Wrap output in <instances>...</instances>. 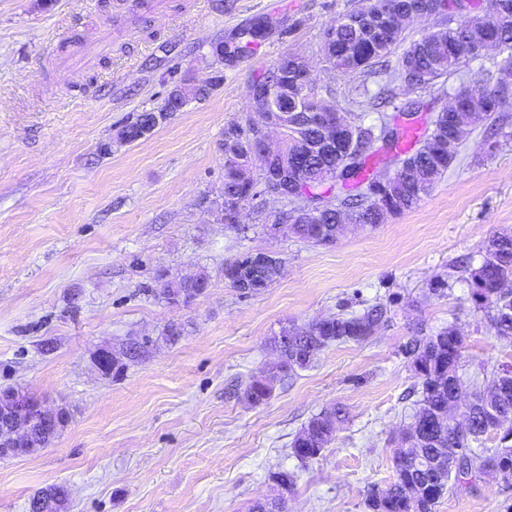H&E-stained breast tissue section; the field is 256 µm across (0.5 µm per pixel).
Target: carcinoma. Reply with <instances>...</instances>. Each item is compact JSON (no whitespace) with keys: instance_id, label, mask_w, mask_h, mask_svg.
<instances>
[{"instance_id":"carcinoma-1","label":"carcinoma","mask_w":512,"mask_h":512,"mask_svg":"<svg viewBox=\"0 0 512 512\" xmlns=\"http://www.w3.org/2000/svg\"><path fill=\"white\" fill-rule=\"evenodd\" d=\"M484 14L496 17L493 28L486 29V40L494 47L512 50V0H487ZM350 13L340 15L332 26L336 27V44L331 55L323 58L327 66L345 76L359 77L372 71L379 63L387 61L402 35L381 32L369 39H355L345 31L343 20ZM466 30L445 23L437 33L427 32L411 43L397 59L391 80H403L405 61H413L409 79L419 90L432 87L443 76L453 74L467 61L462 56L466 44ZM263 43L262 20H257L238 32L234 46L236 57H244L257 50ZM274 82L288 87V100L309 112L318 106V89L312 73L301 75L294 71L291 56L283 54L268 74L254 80L259 88ZM170 100L156 112H144L129 123L140 136L147 135L157 125V118L168 112ZM470 112L466 98L457 101L451 112L437 115L433 127L420 146L412 152L399 150L395 135L386 140L394 144L397 161L408 171V177L394 184L392 189L378 191L377 177L367 173L366 160L378 141L377 126L355 124L359 139L355 145L357 159L345 161L342 139L336 146L321 154L303 160L307 153L306 141L316 138V130L290 126L283 131L290 162L281 155L273 156L266 164V171L257 174L256 181L266 178L288 190V205L303 201L319 204L332 190L321 189L325 174L339 176L343 192L334 195L326 208L310 217L303 224L293 225L299 238L317 245H332L343 229L341 221L346 215L362 219L374 227L389 216L402 214L427 195L442 175L448 172L456 156L448 154L445 144L448 137L468 126ZM241 123H231L224 128V152L236 151L242 144L238 134ZM226 203L247 204L255 200L251 183L239 178L237 172L224 163L222 193ZM279 277L277 273L258 271L249 279V287L257 293ZM206 279L204 274L188 278L160 275V293L167 303L181 296L194 282ZM466 282L474 306L483 311L498 335L512 338V233L500 232L487 241V249L480 263L467 269ZM386 310L380 305L351 317L334 316L316 320L302 328L282 329L273 340L278 352L277 370L285 376L308 367L324 349L338 341H367L384 321ZM458 331L453 325L434 336L415 337L408 349L416 377L420 380L422 399L404 436L405 448L400 450L401 462L394 463L395 478L387 488L373 491L366 499L369 512H434L447 490L451 479L458 481L473 476L494 465L504 471L506 481L512 480V443L505 437L512 436V428L499 437V446L488 455H476L471 444L484 436L501 430L505 422H512V381L499 382L501 374L493 376L488 391L476 390L464 405L453 397L451 387L462 385L457 374L461 355L456 353ZM270 381L255 379L244 390V398L252 405L269 399ZM346 412L338 407L330 413L309 419L292 443L293 454L301 462L320 456L332 441L336 424L344 421ZM69 421V411L62 409L56 422L47 425L37 419L31 425L28 453L33 454L49 447ZM65 491L59 486H49L32 499L31 512H62Z\"/></svg>"}]
</instances>
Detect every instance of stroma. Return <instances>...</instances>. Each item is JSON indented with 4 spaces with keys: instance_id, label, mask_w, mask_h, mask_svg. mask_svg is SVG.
<instances>
[{
    "instance_id": "obj_1",
    "label": "stroma",
    "mask_w": 512,
    "mask_h": 512,
    "mask_svg": "<svg viewBox=\"0 0 512 512\" xmlns=\"http://www.w3.org/2000/svg\"><path fill=\"white\" fill-rule=\"evenodd\" d=\"M113 0H0V389L70 420L39 453L0 461V512H30L49 485L64 512H252L279 496L287 512H368L386 488L403 428L420 398L409 342L455 325L460 373L512 366V340L475 310L465 282L493 233L512 230V94L479 120L433 190L376 227L348 226L315 246L220 223L224 128L248 115L254 78L287 52L305 56L326 104L362 112L390 85L397 103L421 99L427 131L460 85L487 86L512 62L497 49L467 61L427 92L387 75L348 77L321 60L324 30L360 0H165L167 17L126 14L135 39L115 38L88 69L65 77L54 39L107 35ZM262 17L276 27L252 55L216 65L213 42ZM204 85L145 138L118 141L137 115L160 109L174 84ZM255 250L283 259L281 277L243 295L225 264ZM205 273L208 291L186 306L158 294L161 273ZM447 280L444 291L432 281ZM382 305L367 342L322 351L310 368L274 379L253 406L246 385L268 375L269 340L282 328ZM177 323L181 336L168 338ZM123 357L120 376L98 369ZM343 407L346 421L311 461L290 444L314 415ZM294 472L284 492L277 472ZM436 512H512V482L489 475L449 486Z\"/></svg>"
}]
</instances>
